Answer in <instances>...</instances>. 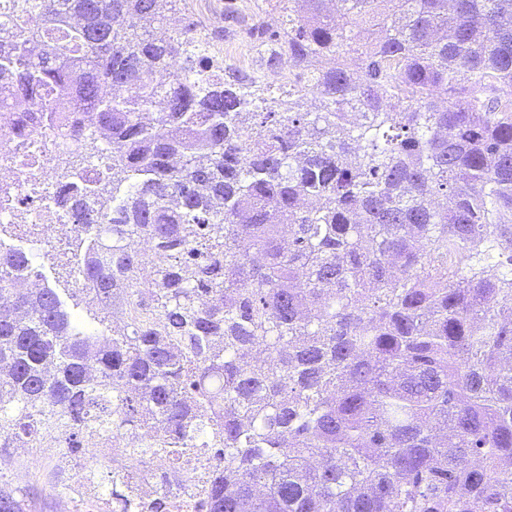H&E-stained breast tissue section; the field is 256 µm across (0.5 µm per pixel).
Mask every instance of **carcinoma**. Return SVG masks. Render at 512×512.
Instances as JSON below:
<instances>
[{"mask_svg":"<svg viewBox=\"0 0 512 512\" xmlns=\"http://www.w3.org/2000/svg\"><path fill=\"white\" fill-rule=\"evenodd\" d=\"M12 2L0 81L87 114L64 139L118 145L55 203L125 326L16 297L0 448L154 423L141 455L213 449L203 512H512V0H284L286 99L204 56L154 84L196 42L154 37L175 0ZM31 265L0 252V294ZM0 512H27L20 488Z\"/></svg>","mask_w":512,"mask_h":512,"instance_id":"cac0c4a2","label":"carcinoma"}]
</instances>
